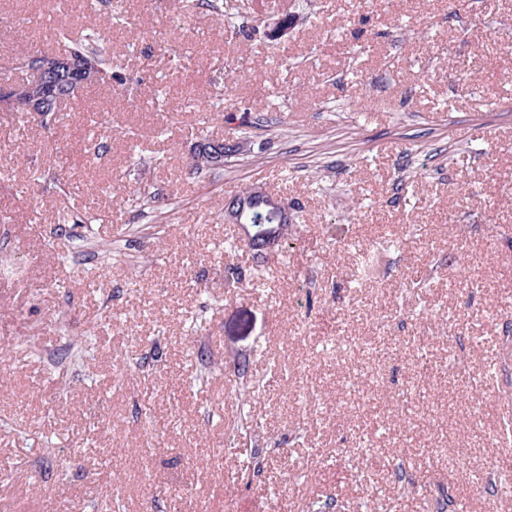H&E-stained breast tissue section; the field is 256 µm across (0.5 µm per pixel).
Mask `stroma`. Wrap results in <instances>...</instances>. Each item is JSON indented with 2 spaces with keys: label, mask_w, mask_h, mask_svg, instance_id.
<instances>
[{
  "label": "stroma",
  "mask_w": 512,
  "mask_h": 512,
  "mask_svg": "<svg viewBox=\"0 0 512 512\" xmlns=\"http://www.w3.org/2000/svg\"><path fill=\"white\" fill-rule=\"evenodd\" d=\"M61 29L113 81L0 113V512H512L478 493L512 474V0H0V53ZM204 147L210 151L211 155L218 163H222L224 157H227L233 152L224 142H207L204 144ZM210 153L196 148L194 151V162L196 165L205 167L214 165L213 157ZM243 197L251 198V208H246L248 205V201L246 200L237 199L231 201L226 211L232 223L240 224L241 220V224H282V234L286 233L285 231L287 230L288 222L283 220L288 217V207L280 201L273 199H271V201L269 200L271 208L281 217L280 220L282 223H279L268 215V208L265 205L267 199L263 196L259 194L252 195V192H246L243 194ZM241 214L242 216L240 219Z\"/></svg>",
  "instance_id": "35a3bbf8"
}]
</instances>
